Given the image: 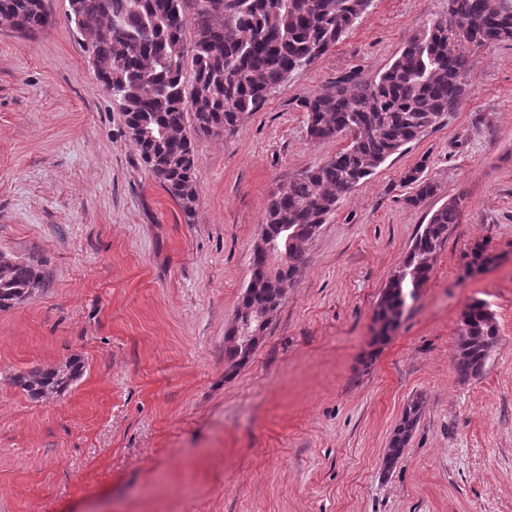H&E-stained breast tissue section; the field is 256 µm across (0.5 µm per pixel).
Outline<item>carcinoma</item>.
<instances>
[{"label":"carcinoma","mask_w":512,"mask_h":512,"mask_svg":"<svg viewBox=\"0 0 512 512\" xmlns=\"http://www.w3.org/2000/svg\"><path fill=\"white\" fill-rule=\"evenodd\" d=\"M185 0H76L69 11L85 41L96 76L112 86V99L142 160L186 222L195 215L198 192L193 135L232 132L260 109L267 93L325 54L352 28L372 0H197L194 36L186 42ZM0 17L25 32L47 29L43 0H0ZM122 26V37L112 34ZM512 43V0H448L446 15L414 35L377 78L360 84L349 78L301 95L312 142L339 135L350 142L332 158L281 186L265 209L259 240L280 239L289 225L288 246L266 252L254 246V280L241 297L240 328L227 337L229 370L244 364L253 348L245 330L277 310L281 286L297 280L306 261L312 228L326 223L338 205L390 157L419 139L454 111L467 92L466 45ZM413 187L408 203L417 206L437 194L424 178V165L406 169ZM460 201L451 198L420 225L403 265L385 285L373 315L371 345L389 341L427 284L450 225L459 223ZM465 269L476 273L496 261L488 244L476 242L464 254ZM45 273L31 262L0 253V309L22 301L40 286ZM463 324L453 353L462 380L482 373L498 340V323L482 300L460 314ZM72 359L59 367L34 368L14 376L33 398L66 392L81 375ZM423 400L402 410L382 455L386 473L404 455L419 425Z\"/></svg>","instance_id":"1"}]
</instances>
